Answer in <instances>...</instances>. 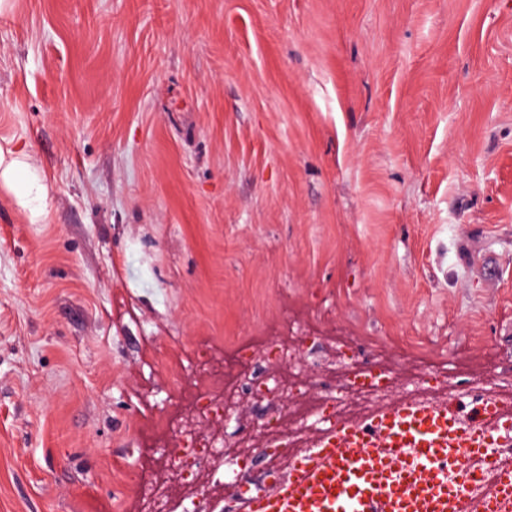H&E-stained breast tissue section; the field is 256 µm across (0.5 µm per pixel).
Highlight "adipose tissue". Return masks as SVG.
<instances>
[{
	"label": "adipose tissue",
	"mask_w": 512,
	"mask_h": 512,
	"mask_svg": "<svg viewBox=\"0 0 512 512\" xmlns=\"http://www.w3.org/2000/svg\"><path fill=\"white\" fill-rule=\"evenodd\" d=\"M0 183L13 193L21 206L29 209L32 217L43 214L47 189L25 153L0 145Z\"/></svg>",
	"instance_id": "ef3b65f1"
}]
</instances>
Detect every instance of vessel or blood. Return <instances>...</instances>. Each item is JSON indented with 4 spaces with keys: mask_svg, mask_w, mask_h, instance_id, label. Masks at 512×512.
<instances>
[{
    "mask_svg": "<svg viewBox=\"0 0 512 512\" xmlns=\"http://www.w3.org/2000/svg\"><path fill=\"white\" fill-rule=\"evenodd\" d=\"M509 431L512 407L487 396L466 416L410 401L333 420L248 512H512V464L473 466Z\"/></svg>",
    "mask_w": 512,
    "mask_h": 512,
    "instance_id": "1",
    "label": "vessel or blood"
}]
</instances>
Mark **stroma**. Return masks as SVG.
<instances>
[{"instance_id": "stroma-1", "label": "stroma", "mask_w": 512, "mask_h": 512, "mask_svg": "<svg viewBox=\"0 0 512 512\" xmlns=\"http://www.w3.org/2000/svg\"><path fill=\"white\" fill-rule=\"evenodd\" d=\"M0 142L47 188L0 186V512H137L203 349L313 342L301 445L339 350L352 420L512 404V0H11ZM267 409L204 425L252 458L214 512L287 475ZM26 158L25 153L0 144V183L3 182L18 203L36 218L46 208L47 189Z\"/></svg>"}]
</instances>
